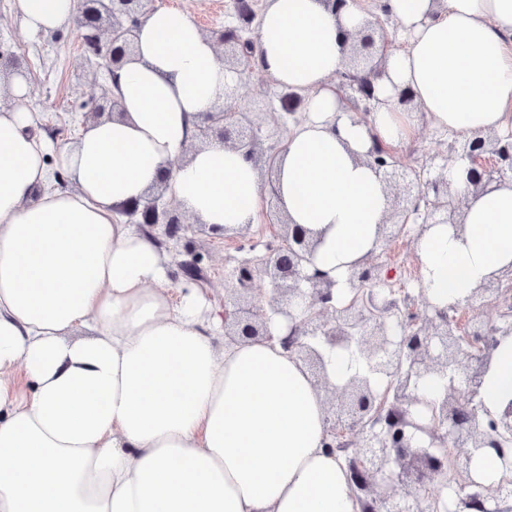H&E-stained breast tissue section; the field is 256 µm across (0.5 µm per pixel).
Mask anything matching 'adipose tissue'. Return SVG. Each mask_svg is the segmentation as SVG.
Listing matches in <instances>:
<instances>
[{
    "instance_id": "obj_1",
    "label": "adipose tissue",
    "mask_w": 512,
    "mask_h": 512,
    "mask_svg": "<svg viewBox=\"0 0 512 512\" xmlns=\"http://www.w3.org/2000/svg\"><path fill=\"white\" fill-rule=\"evenodd\" d=\"M27 36L69 26L76 0H11ZM402 50L383 64L382 104L357 120L335 91L359 0H265L254 68L306 98L276 176L290 223L319 232L316 265L344 282L377 247L391 209L362 157L414 132L393 105L409 89L432 124L460 136L512 131V0H389ZM110 80L121 117L52 150L27 106V74L0 108V512H359L350 473L322 446L324 408L279 343L224 340L198 292L172 300L154 240L120 218L160 177L199 223H257L253 163L212 140L190 158L199 115L237 82L187 12L143 19ZM462 237L438 224L416 244L423 286L445 309L512 267V181L470 196ZM512 404V336L480 390Z\"/></svg>"
}]
</instances>
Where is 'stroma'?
Instances as JSON below:
<instances>
[{
	"label": "stroma",
	"instance_id": "obj_1",
	"mask_svg": "<svg viewBox=\"0 0 512 512\" xmlns=\"http://www.w3.org/2000/svg\"><path fill=\"white\" fill-rule=\"evenodd\" d=\"M152 6L186 11L205 32L239 24L235 0H153ZM0 53L15 57L30 77L29 107L40 115L37 133L56 144L74 140L85 119L83 103L100 96L108 85L105 68L84 54L77 30L67 28L27 38L11 0H0ZM242 82L240 110L250 113L254 125L260 126L263 148L277 146L287 135L288 125L266 122L264 114L252 112L251 101L264 96L272 112H279V87L256 72L244 73ZM416 120L414 135L397 147L396 158L403 166L418 170L432 155L445 152L454 136L435 128L424 113H417ZM186 234L202 257L206 276L205 282L197 284V291L215 307H223L231 270L244 259L262 255L264 246L230 242L202 231L196 224L189 225Z\"/></svg>",
	"mask_w": 512,
	"mask_h": 512
}]
</instances>
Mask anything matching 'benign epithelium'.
I'll list each match as a JSON object with an SVG mask.
<instances>
[{
    "instance_id": "obj_1",
    "label": "benign epithelium",
    "mask_w": 512,
    "mask_h": 512,
    "mask_svg": "<svg viewBox=\"0 0 512 512\" xmlns=\"http://www.w3.org/2000/svg\"><path fill=\"white\" fill-rule=\"evenodd\" d=\"M149 0H81L74 19L86 53L106 62L111 73L135 51V34ZM386 33L380 18L365 22L352 35L347 87L349 100L372 107L379 104L375 83L383 67L370 64L377 51L373 31ZM211 38L224 61L225 70L239 74L251 66L245 54L253 39L244 38L237 28L212 30ZM242 96L241 86L225 90L224 103L201 115L194 140L185 151L193 152L212 139L237 150L251 160L258 171L275 168L279 151H265L252 131L249 113L238 112L234 102ZM285 115L293 116L302 100L293 92L280 97ZM447 153L469 164L468 183L478 195L494 183L512 180V134L488 132L453 140ZM365 161L382 171L393 206L385 223L379 225V246L415 231L414 238L433 224H448L457 233L464 230L468 198L459 195L448 181V164L433 156L420 171L408 172L391 150L375 143ZM166 181L150 190L143 200L124 214L136 224H163L165 235L180 239L185 219L173 202L160 203ZM277 226L275 238L288 252L270 250L258 264L244 260L231 273V285L224 295V339L278 340L309 370L320 392L325 410L322 446L334 452L354 441L359 453L346 461L352 476L353 494L361 512H503L500 503L512 493V484L502 481L483 484L471 475L475 454L486 448L512 472V406L491 413L481 399L480 378L500 338L512 335V314L494 318L485 308L500 302L503 285H512V269L482 283L464 303L441 310L419 288L404 302L383 293L388 276L375 256L352 268L348 280L355 289L369 288L360 301L336 306V281L313 265L318 241L277 209L266 215ZM177 262L182 275L195 280L192 271H202L192 245L183 246ZM267 279V305L255 302V284ZM305 304L302 317L292 312L295 299ZM460 309L472 313L469 330L458 333L451 313ZM287 321L288 332L276 337L270 320ZM330 348L352 345L366 362L368 371L350 376L342 384L330 381L315 343ZM389 379L378 389L372 376ZM433 375L445 381L441 399L422 404L415 384ZM465 476L453 488L448 470ZM405 487L404 495L395 492Z\"/></svg>"
}]
</instances>
